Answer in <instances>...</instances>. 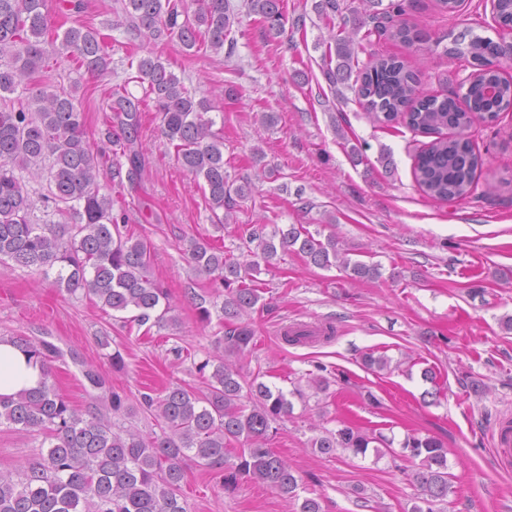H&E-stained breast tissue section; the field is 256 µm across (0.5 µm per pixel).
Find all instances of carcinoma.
Segmentation results:
<instances>
[{"mask_svg": "<svg viewBox=\"0 0 512 512\" xmlns=\"http://www.w3.org/2000/svg\"><path fill=\"white\" fill-rule=\"evenodd\" d=\"M360 2L362 8L352 10V29L331 31L317 43L325 46L324 78L331 87L353 81L359 103L374 122L387 124L401 116L412 130L435 136L416 157V183L432 199L466 198L481 159L471 142L444 137L442 130L468 126L474 112L492 120L512 109V81L492 67L503 46L465 32L453 37L444 52L479 66L464 93L466 106L453 97H429L396 57L360 64L358 51L376 38L407 44L422 40L419 30L395 21L402 4L371 15L373 0ZM121 6L129 32L148 43L175 41L195 55L224 49L230 55L236 47L229 0H122ZM246 7L262 16L269 39L285 33L290 22L284 0H246ZM290 24L298 26L300 20ZM63 51L79 71L98 77L109 73L108 43L97 29L53 25L45 0H0V264L10 262L46 276L54 268L57 287L71 294L80 290L104 310L134 311L132 321L139 326L174 324L167 293L150 274L147 241L125 231V214H113L112 195L101 184L75 96L64 89L27 91V81ZM129 66L136 67V75L112 87L106 102L112 121L104 132L126 159L128 181L141 173V112L150 101L177 161L199 181L211 224L224 229L235 222L238 202L253 195L254 183H239L227 174L224 136L213 130L210 100L193 95L160 55L149 52ZM131 82L143 87L142 96L128 91ZM13 94L17 104L10 105ZM33 179L45 180V191H31ZM319 236L320 231L302 224H252L244 230L245 253L238 257L206 240L190 239L186 252L193 269L224 289L220 320L227 324L217 338L222 353L197 367L201 373L213 367L207 391L176 383L155 399L144 397L157 412L158 433L144 436L114 421L124 409L116 392L94 415L84 417L53 382L50 361L58 354L56 346L14 337L43 374L37 389L0 396V424L41 433L49 446L17 476L0 471V512H185L179 492L186 477L182 461L189 452L203 465L223 470L227 486L245 474L286 497H297V477L267 446L273 423L290 416L293 403L279 388L246 381L228 358L252 349L254 331L238 319L258 303L255 275L261 266H273L278 252L295 249L307 264L338 267L354 279L382 276L380 265L353 262L336 249L332 236L323 241ZM245 390L254 396L250 406L243 402ZM233 442L238 447H230ZM391 445L386 437L346 424L312 439V447L325 455L341 449L364 456L371 448L381 458L392 451ZM401 448L418 461L411 478L419 504L412 512H437L451 489L448 449L435 437L415 435L406 437Z\"/></svg>", "mask_w": 512, "mask_h": 512, "instance_id": "cac0c4a2", "label": "carcinoma"}]
</instances>
